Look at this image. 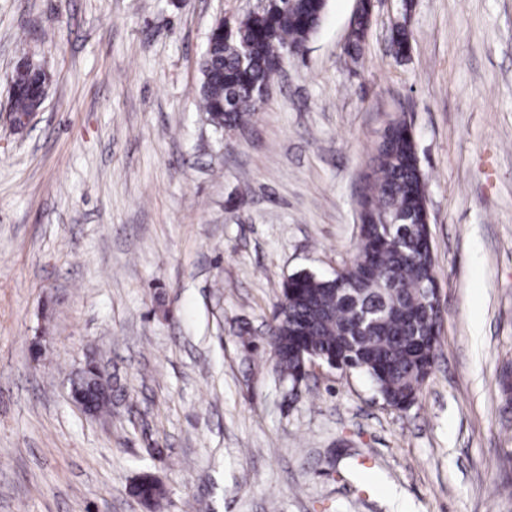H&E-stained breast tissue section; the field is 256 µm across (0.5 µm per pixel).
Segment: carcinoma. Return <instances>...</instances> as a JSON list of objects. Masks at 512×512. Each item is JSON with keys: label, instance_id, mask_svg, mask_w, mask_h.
Returning <instances> with one entry per match:
<instances>
[{"label": "carcinoma", "instance_id": "cac0c4a2", "mask_svg": "<svg viewBox=\"0 0 512 512\" xmlns=\"http://www.w3.org/2000/svg\"><path fill=\"white\" fill-rule=\"evenodd\" d=\"M314 0H277L239 23L232 35L213 27L201 63L200 103L217 132L238 127L262 106L272 77L288 60V47L308 42ZM398 55L409 51L405 26L391 32ZM13 111L31 112L41 98L45 76L26 69L14 77ZM415 141L392 124L376 147L374 177L363 194L365 224L360 255L347 268L346 284L308 272L292 275L264 337L279 357L277 375L289 383L305 379L299 352L325 362L340 361L365 373L383 403L410 408L433 371L438 335H427L432 307L427 298L434 254L426 245L421 212L425 176L414 157ZM138 494L159 509L165 490L148 477Z\"/></svg>", "mask_w": 512, "mask_h": 512}]
</instances>
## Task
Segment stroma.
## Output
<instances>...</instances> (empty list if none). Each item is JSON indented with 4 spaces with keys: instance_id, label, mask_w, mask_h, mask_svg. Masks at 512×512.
Instances as JSON below:
<instances>
[{
    "instance_id": "obj_1",
    "label": "stroma",
    "mask_w": 512,
    "mask_h": 512,
    "mask_svg": "<svg viewBox=\"0 0 512 512\" xmlns=\"http://www.w3.org/2000/svg\"><path fill=\"white\" fill-rule=\"evenodd\" d=\"M258 0H0V512H512V0H327L262 108L216 135L215 23ZM411 50L396 57L391 27ZM51 76L15 129L9 78ZM426 177L441 320L414 406L310 366L285 398L266 334L289 276L349 266L387 125ZM96 358L112 412L71 379ZM356 2H357V7H356L355 12H354L355 17H353L351 19L350 26H349V32H348V38H347V42H346L347 44H349L350 42L351 43L349 45H347L346 48H345V52L351 58H354L356 56L358 42L360 41L359 37H356L353 40L354 32H355V29L357 28L356 25H355V18H357L359 16H364L365 19H366V27H365V29L363 31V37H362V40H361V43H360V51H361V49H363V45L365 43L367 31H368V28H369V25H370V22H371L372 6H373V0H356ZM138 494L144 499L150 509L158 511L167 499L165 490L148 476H144L138 484Z\"/></svg>"
}]
</instances>
